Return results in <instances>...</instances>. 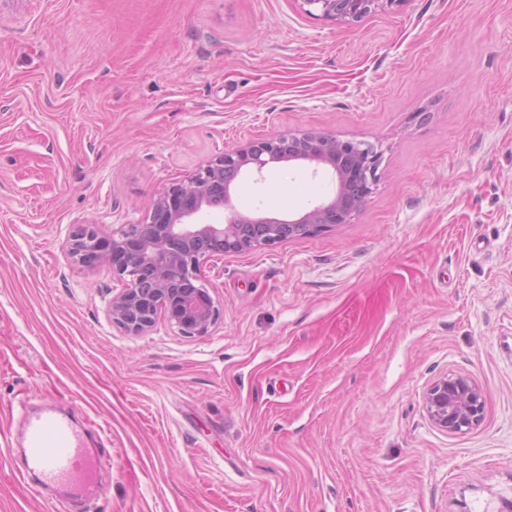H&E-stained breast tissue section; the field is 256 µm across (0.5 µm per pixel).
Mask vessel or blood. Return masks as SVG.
Listing matches in <instances>:
<instances>
[{
	"instance_id": "1",
	"label": "vessel or blood",
	"mask_w": 512,
	"mask_h": 512,
	"mask_svg": "<svg viewBox=\"0 0 512 512\" xmlns=\"http://www.w3.org/2000/svg\"><path fill=\"white\" fill-rule=\"evenodd\" d=\"M19 440L4 437L5 447L20 443L22 465L18 474L34 495L58 491L61 504L90 494L97 485L96 466L83 435L71 417L56 407L20 406Z\"/></svg>"
}]
</instances>
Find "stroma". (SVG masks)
I'll return each instance as SVG.
<instances>
[{"mask_svg":"<svg viewBox=\"0 0 512 512\" xmlns=\"http://www.w3.org/2000/svg\"><path fill=\"white\" fill-rule=\"evenodd\" d=\"M427 109L428 120L417 119ZM378 145L349 223L210 260L220 317L128 336L61 245L143 219L215 155L286 133ZM327 168L232 196L294 216ZM470 376L481 423L424 406ZM98 442L89 512H499L512 497V0H0V435L17 401ZM0 458V512H62ZM402 1L404 0H304L319 12L315 16L346 24L358 22L371 13L398 6ZM424 405L432 422L450 433H461L483 419V396L479 386L467 375L451 374L432 384Z\"/></svg>","mask_w":512,"mask_h":512,"instance_id":"35a3bbf8","label":"stroma"}]
</instances>
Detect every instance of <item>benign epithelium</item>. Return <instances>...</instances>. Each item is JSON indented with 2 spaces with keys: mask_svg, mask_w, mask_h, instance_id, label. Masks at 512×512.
I'll use <instances>...</instances> for the list:
<instances>
[{
  "mask_svg": "<svg viewBox=\"0 0 512 512\" xmlns=\"http://www.w3.org/2000/svg\"><path fill=\"white\" fill-rule=\"evenodd\" d=\"M319 17L351 24L399 5L402 0H304ZM382 153L369 143L321 132L283 134L251 140L224 150L183 182L163 188L138 224L102 229L77 224L64 251L77 266L107 268L124 282L106 306L108 322L139 336L162 315L182 336H204L220 309L202 267L216 256L257 251L277 242L315 235L347 224L355 211L346 199L373 193ZM308 162L334 173V194L297 218L247 216L232 205V190L248 176L262 175L272 163ZM424 405L432 422L461 433L483 419V396L467 375L450 374L432 384Z\"/></svg>",
  "mask_w": 512,
  "mask_h": 512,
  "instance_id": "obj_1",
  "label": "benign epithelium"
}]
</instances>
